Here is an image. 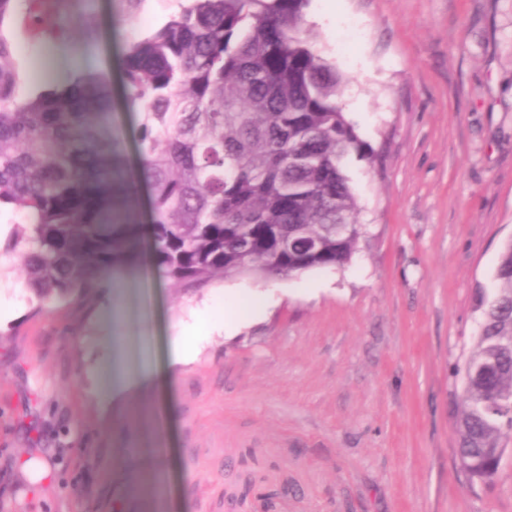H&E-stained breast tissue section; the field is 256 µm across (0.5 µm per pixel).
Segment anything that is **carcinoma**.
Wrapping results in <instances>:
<instances>
[{
	"label": "carcinoma",
	"mask_w": 512,
	"mask_h": 512,
	"mask_svg": "<svg viewBox=\"0 0 512 512\" xmlns=\"http://www.w3.org/2000/svg\"><path fill=\"white\" fill-rule=\"evenodd\" d=\"M0 0V205L23 222L25 287L40 305L88 297L107 268L141 257L138 183L150 188L151 255L171 283L290 280L348 265L365 237L348 164L370 149L344 112V73L316 48L309 0H186L154 31L126 36V107L139 114V168L104 134V73L18 94L21 64ZM23 23L55 40L91 19L24 0ZM288 239V250L274 236ZM461 369L456 457L471 479L498 471L512 434V240ZM491 365L489 376L469 369Z\"/></svg>",
	"instance_id": "carcinoma-1"
}]
</instances>
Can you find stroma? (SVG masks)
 Instances as JSON below:
<instances>
[{"label":"stroma","instance_id":"35a3bbf8","mask_svg":"<svg viewBox=\"0 0 512 512\" xmlns=\"http://www.w3.org/2000/svg\"><path fill=\"white\" fill-rule=\"evenodd\" d=\"M95 32L48 42L14 22L27 85L112 72V0ZM344 110L375 151L352 161L366 237L340 270L145 285V368L111 384L114 279L34 313L0 240V504L8 512H512V454L460 468L458 373L512 240V0H311ZM248 315L181 360L211 312ZM35 456L40 484L16 467Z\"/></svg>","mask_w":512,"mask_h":512}]
</instances>
